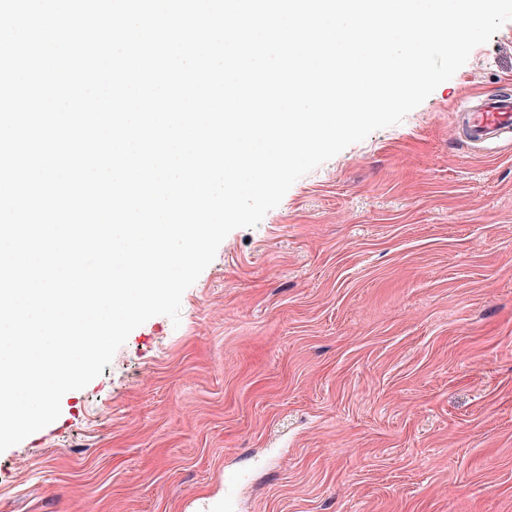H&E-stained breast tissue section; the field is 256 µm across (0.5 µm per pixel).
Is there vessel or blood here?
<instances>
[{
    "label": "vessel or blood",
    "instance_id": "b4317fda",
    "mask_svg": "<svg viewBox=\"0 0 512 512\" xmlns=\"http://www.w3.org/2000/svg\"><path fill=\"white\" fill-rule=\"evenodd\" d=\"M463 114L462 134L474 146L502 143L512 149V96L465 97L458 106Z\"/></svg>",
    "mask_w": 512,
    "mask_h": 512
}]
</instances>
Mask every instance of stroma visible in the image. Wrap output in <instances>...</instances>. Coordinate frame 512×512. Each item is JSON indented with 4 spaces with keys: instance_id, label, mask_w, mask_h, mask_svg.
I'll return each instance as SVG.
<instances>
[{
    "instance_id": "obj_1",
    "label": "stroma",
    "mask_w": 512,
    "mask_h": 512,
    "mask_svg": "<svg viewBox=\"0 0 512 512\" xmlns=\"http://www.w3.org/2000/svg\"><path fill=\"white\" fill-rule=\"evenodd\" d=\"M510 83L512 21L233 230L0 453V512H512V151L453 131Z\"/></svg>"
}]
</instances>
